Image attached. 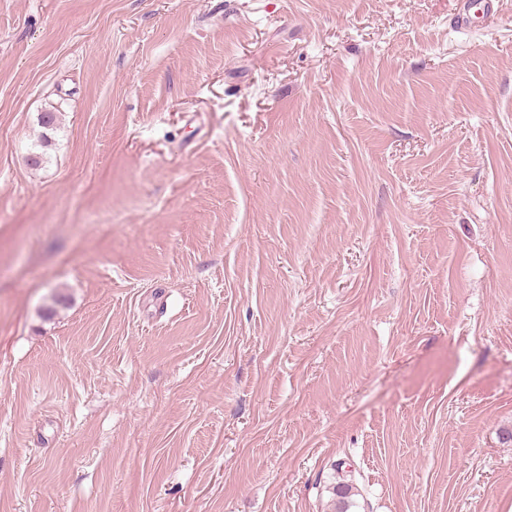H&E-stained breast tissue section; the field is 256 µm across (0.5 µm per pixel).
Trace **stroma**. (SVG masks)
<instances>
[{
    "mask_svg": "<svg viewBox=\"0 0 512 512\" xmlns=\"http://www.w3.org/2000/svg\"><path fill=\"white\" fill-rule=\"evenodd\" d=\"M493 3L0 0V512H512Z\"/></svg>",
    "mask_w": 512,
    "mask_h": 512,
    "instance_id": "1",
    "label": "stroma"
}]
</instances>
